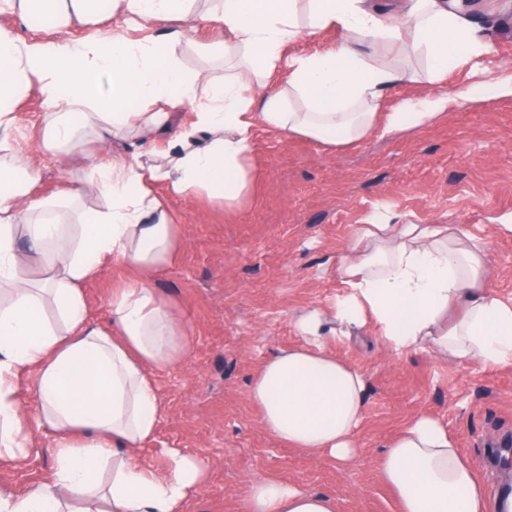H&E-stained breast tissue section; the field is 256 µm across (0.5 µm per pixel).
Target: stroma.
Returning <instances> with one entry per match:
<instances>
[{
	"instance_id": "obj_1",
	"label": "stroma",
	"mask_w": 512,
	"mask_h": 512,
	"mask_svg": "<svg viewBox=\"0 0 512 512\" xmlns=\"http://www.w3.org/2000/svg\"><path fill=\"white\" fill-rule=\"evenodd\" d=\"M490 21L491 71L512 75V0H477ZM182 63L218 78L234 74L243 50L207 52L222 41L221 27L184 32ZM416 81L393 85L383 111L434 93L455 104L432 122L376 134L330 150L306 138L280 139L263 125L253 130L250 203L230 211L203 197L168 200L182 246L153 282L185 324L187 355L156 372L162 415L153 441L133 449L138 464L160 471L163 449L178 448L207 468L200 492L184 512H244L249 483L279 479L309 492L334 494L339 512H398L382 483L379 457L410 419L429 414L447 424L463 456L491 488L508 470L501 459L512 443V365L484 367L427 352L390 354L372 327L331 342L336 356L369 380L364 421L356 432L359 455L337 464L288 447L262 425L248 388L267 359L300 345L298 319L326 309L342 293L336 257L357 225L456 224L485 245L483 286L512 296V95L484 84L460 62L443 80H430V63L412 52ZM12 143L36 148L45 109L37 89L15 106ZM83 178L79 158L48 162L32 194L56 198ZM132 270L108 265L84 284L91 317L108 320L113 288ZM17 406L35 449L19 465L0 466V484L20 494L47 481L54 468L50 437L40 423V401L28 386Z\"/></svg>"
}]
</instances>
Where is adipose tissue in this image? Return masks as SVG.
Returning a JSON list of instances; mask_svg holds the SVG:
<instances>
[{
    "instance_id": "adipose-tissue-1",
    "label": "adipose tissue",
    "mask_w": 512,
    "mask_h": 512,
    "mask_svg": "<svg viewBox=\"0 0 512 512\" xmlns=\"http://www.w3.org/2000/svg\"><path fill=\"white\" fill-rule=\"evenodd\" d=\"M0 0V15L47 19L36 41L0 23V150L14 124L16 99L38 86L46 108L35 155L0 162V460H15L30 436L14 395L37 390L55 458L51 479L19 494L0 487V512H184L204 479L200 463L177 448L155 471L129 451L154 438L160 403L155 371L188 352L187 329L151 283L181 245L180 227L165 198L205 197L229 210L251 198L253 125L281 138L300 136L333 149L433 119L447 95L405 103L382 113L385 89L403 72L374 62L376 54L412 48L427 54L433 78L450 62L478 61L490 46L472 0H400L384 11L375 0ZM306 24L296 22L299 10ZM116 18L98 30L102 15ZM181 22L178 30L169 21ZM216 23L224 47L243 48L236 74L219 79L186 71L183 28ZM92 26L77 41L64 29ZM159 29L158 37L131 39ZM327 30L342 42L321 52L284 54L298 36ZM287 76L270 88L274 71ZM191 119L179 123L182 110ZM98 143L79 187L108 199L106 211L84 214L71 234L28 199L42 157L72 152L83 131ZM133 145L127 159L111 145ZM163 194H156V187ZM39 212L36 221L26 216ZM30 242L17 247L19 237ZM136 271L117 288L110 320L88 317L81 286L105 266ZM345 287L335 298V326L319 312L301 317L303 342L269 358L252 380L249 398L262 425L291 448L320 451L336 462L357 454L354 432L363 420L367 378L330 354L331 341L351 327L373 326L394 355L431 351L486 366L512 364V301L480 286L483 250L452 224L360 225L336 259ZM47 276L34 282L31 269ZM56 316L46 320L44 306ZM111 465L112 480L99 473ZM380 475L397 494L399 512H512L459 454L441 420L420 415L388 444ZM335 497L275 479L250 484L245 512H337Z\"/></svg>"
}]
</instances>
